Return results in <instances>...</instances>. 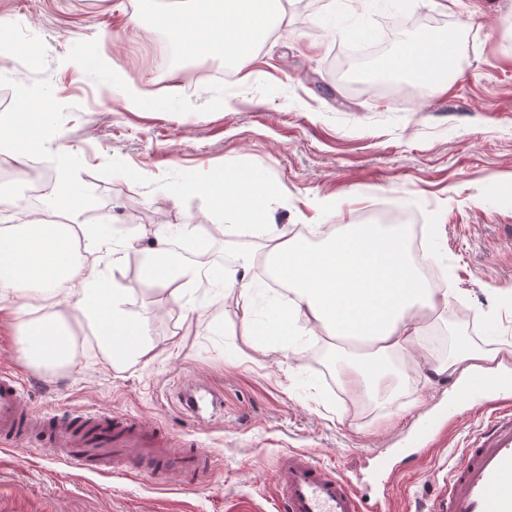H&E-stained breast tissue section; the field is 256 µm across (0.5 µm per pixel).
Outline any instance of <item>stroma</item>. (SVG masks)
Wrapping results in <instances>:
<instances>
[{"mask_svg":"<svg viewBox=\"0 0 512 512\" xmlns=\"http://www.w3.org/2000/svg\"><path fill=\"white\" fill-rule=\"evenodd\" d=\"M290 0L293 23L256 51L235 80L183 88L187 64L160 85L147 29L154 0H0V19L23 24L15 44L25 63L0 64V122L30 96L31 111L53 131L28 162L68 150L81 192L101 183L107 213L89 221L132 248L101 251L102 275L126 291L152 348L150 360L112 366L93 326L72 320L77 346L58 369L28 364L18 331L43 318L42 301L27 312H0V367L24 378L33 410L60 417L74 410L128 414L209 452L213 472L198 491L179 473L165 484L122 474L76 477L46 455L0 450V512H275L271 479L278 454L308 450L347 476H370L379 462L394 469L390 512H432L439 484L469 431L482 421L468 405L448 408L453 375L435 386L423 366L396 365V396L356 406L336 376L340 347L324 331L303 336L297 354L249 348L237 292L198 279L158 284L143 266L159 248L157 228L193 227L210 265H249L257 314L283 297L270 283L264 238L213 208L200 190H180L229 168H249L280 185L270 222L305 240L320 227L359 223L363 213H412L433 251L448 310L426 318V333L447 343L438 359L472 346L512 344V0H373L368 13L351 0ZM457 38L454 77L445 93L420 90L396 99L374 91L366 71L354 81L333 69L343 48L383 41L385 53L421 36ZM105 57L145 92L127 105L111 74L86 66ZM11 98H4V91ZM192 237L171 239L185 251ZM194 380L224 397V416L202 424L178 407L176 388ZM441 417L427 453L415 446L413 419Z\"/></svg>","mask_w":512,"mask_h":512,"instance_id":"35a3bbf8","label":"stroma"}]
</instances>
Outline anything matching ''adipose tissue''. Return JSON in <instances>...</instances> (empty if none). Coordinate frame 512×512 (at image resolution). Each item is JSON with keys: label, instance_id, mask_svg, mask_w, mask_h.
Returning a JSON list of instances; mask_svg holds the SVG:
<instances>
[{"label": "adipose tissue", "instance_id": "ef3b65f1", "mask_svg": "<svg viewBox=\"0 0 512 512\" xmlns=\"http://www.w3.org/2000/svg\"><path fill=\"white\" fill-rule=\"evenodd\" d=\"M131 22L168 35L180 58H221L243 71L255 50L287 26L288 12L281 0H191L189 6L169 8L148 20L132 15ZM452 60L448 39L412 40L400 45L383 65L408 78L426 73L430 87L444 88L452 77ZM29 123L28 109L19 107L12 124L0 128V150L20 159L40 147ZM202 189L215 209L236 223L262 228L271 272L291 294L287 308L262 329L244 325L249 347L281 352L287 350L289 337L318 328L340 342H364L372 349L369 362L341 360L338 380L352 394L368 399L394 390L382 366L393 357L421 359L429 383L452 373L494 375L512 359L511 344L492 350L464 348L445 360L426 355L423 315L447 310L449 293L425 286L403 227L339 226L320 242L305 243L286 230L263 224L265 203L279 193L276 184L233 169L208 180ZM23 226L21 233L0 236V286L30 292L32 298L54 306L76 296V311L94 326L112 362L149 356L151 348L139 322L123 307V289L109 286L95 267L75 261L72 242L60 225L33 219ZM204 254L200 245L189 259L161 248L146 263L144 274L156 283H190L206 276L216 284L231 285L239 291L243 316H250V281L227 280L204 262ZM73 350L70 330L54 316L30 326L25 336L26 357L37 366H62Z\"/></svg>", "mask_w": 512, "mask_h": 512}]
</instances>
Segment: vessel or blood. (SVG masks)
I'll list each match as a JSON object with an SVG mask.
<instances>
[{
    "label": "vessel or blood",
    "mask_w": 512,
    "mask_h": 512,
    "mask_svg": "<svg viewBox=\"0 0 512 512\" xmlns=\"http://www.w3.org/2000/svg\"><path fill=\"white\" fill-rule=\"evenodd\" d=\"M182 410L199 422L220 415L222 395L196 383L180 385ZM456 398L488 416L463 448L435 498L433 512H512V373L477 377L462 384ZM48 449L53 458L79 473L146 475L161 481L182 458L186 488L198 487L204 472L200 449L177 456L180 441L139 419L105 412H77L53 419L33 414L21 383L0 371V447ZM272 481L278 512H381L380 498L359 490L347 477L328 470L305 450L281 452Z\"/></svg>",
    "instance_id": "b4317fda"
}]
</instances>
